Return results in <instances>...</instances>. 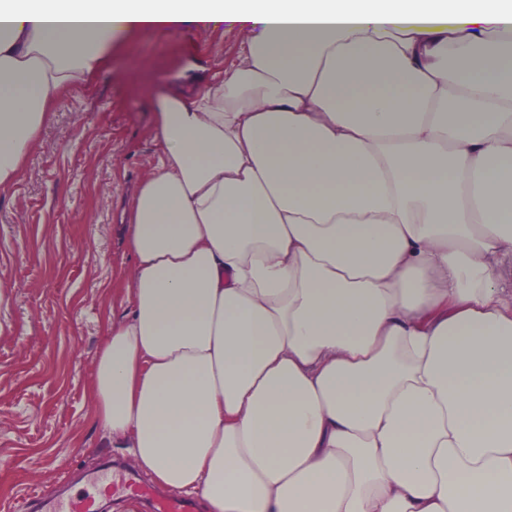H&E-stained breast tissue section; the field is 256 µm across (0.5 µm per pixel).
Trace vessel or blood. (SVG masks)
<instances>
[{"label": "vessel or blood", "mask_w": 512, "mask_h": 512, "mask_svg": "<svg viewBox=\"0 0 512 512\" xmlns=\"http://www.w3.org/2000/svg\"><path fill=\"white\" fill-rule=\"evenodd\" d=\"M100 493L132 497L147 512H195L197 508L193 501L139 484L125 468L101 470L90 478L88 489L68 495L53 488L41 490L34 495L33 503L38 512H96V496Z\"/></svg>", "instance_id": "b4317fda"}]
</instances>
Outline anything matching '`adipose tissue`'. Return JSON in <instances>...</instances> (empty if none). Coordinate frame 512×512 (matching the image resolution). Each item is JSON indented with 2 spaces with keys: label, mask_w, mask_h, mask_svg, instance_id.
Instances as JSON below:
<instances>
[{
  "label": "adipose tissue",
  "mask_w": 512,
  "mask_h": 512,
  "mask_svg": "<svg viewBox=\"0 0 512 512\" xmlns=\"http://www.w3.org/2000/svg\"><path fill=\"white\" fill-rule=\"evenodd\" d=\"M227 28L123 203L102 445L211 512H512V0H0V190L114 38Z\"/></svg>",
  "instance_id": "obj_1"
}]
</instances>
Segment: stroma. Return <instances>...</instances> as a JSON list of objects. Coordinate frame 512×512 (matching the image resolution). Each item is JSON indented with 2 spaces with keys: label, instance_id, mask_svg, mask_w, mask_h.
<instances>
[{
  "label": "stroma",
  "instance_id": "1",
  "mask_svg": "<svg viewBox=\"0 0 512 512\" xmlns=\"http://www.w3.org/2000/svg\"><path fill=\"white\" fill-rule=\"evenodd\" d=\"M245 42L233 30L115 40L109 67L60 101L25 174L0 191V512H32L42 488L75 490L126 461L101 447L88 393L103 319L125 311L118 201L158 158L159 89L193 95L189 66L223 73Z\"/></svg>",
  "mask_w": 512,
  "mask_h": 512
}]
</instances>
